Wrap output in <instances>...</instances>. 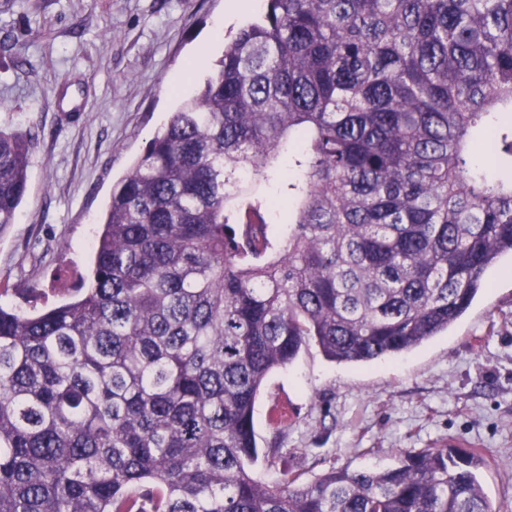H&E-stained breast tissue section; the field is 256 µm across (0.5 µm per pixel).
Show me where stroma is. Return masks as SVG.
<instances>
[{
    "instance_id": "35a3bbf8",
    "label": "stroma",
    "mask_w": 512,
    "mask_h": 512,
    "mask_svg": "<svg viewBox=\"0 0 512 512\" xmlns=\"http://www.w3.org/2000/svg\"><path fill=\"white\" fill-rule=\"evenodd\" d=\"M233 3L24 0L0 12V129L35 135L28 193L0 232V302L38 311L76 297L113 183L179 104L167 85L216 24L230 36L247 22ZM489 280L448 333L412 352L352 365L312 345L273 371L255 406L254 476L389 468L446 442L482 451L484 493L512 512V258ZM275 407L295 417L278 436Z\"/></svg>"
}]
</instances>
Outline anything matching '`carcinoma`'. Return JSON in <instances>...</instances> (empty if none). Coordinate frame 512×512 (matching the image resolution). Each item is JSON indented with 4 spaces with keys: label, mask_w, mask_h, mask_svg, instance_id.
I'll return each instance as SVG.
<instances>
[{
    "label": "carcinoma",
    "mask_w": 512,
    "mask_h": 512,
    "mask_svg": "<svg viewBox=\"0 0 512 512\" xmlns=\"http://www.w3.org/2000/svg\"><path fill=\"white\" fill-rule=\"evenodd\" d=\"M33 140L0 130V228ZM99 224L76 298L0 304V512H493L475 448L251 466L270 373L410 352L512 256V0H263Z\"/></svg>",
    "instance_id": "1"
}]
</instances>
